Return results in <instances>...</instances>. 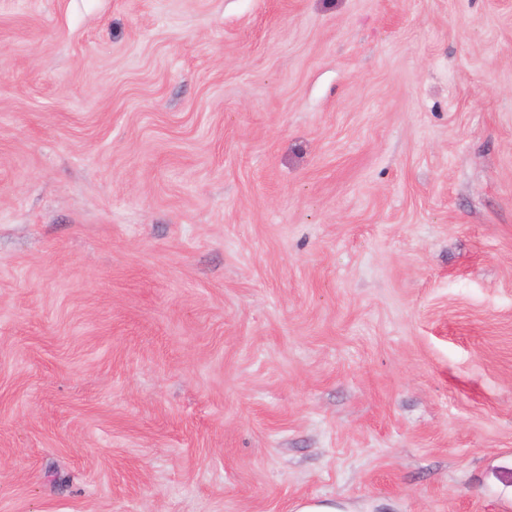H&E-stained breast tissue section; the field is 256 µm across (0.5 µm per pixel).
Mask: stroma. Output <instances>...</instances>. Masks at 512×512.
<instances>
[{
	"label": "stroma",
	"instance_id": "35a3bbf8",
	"mask_svg": "<svg viewBox=\"0 0 512 512\" xmlns=\"http://www.w3.org/2000/svg\"><path fill=\"white\" fill-rule=\"evenodd\" d=\"M512 512V0H0V512Z\"/></svg>",
	"mask_w": 512,
	"mask_h": 512
}]
</instances>
